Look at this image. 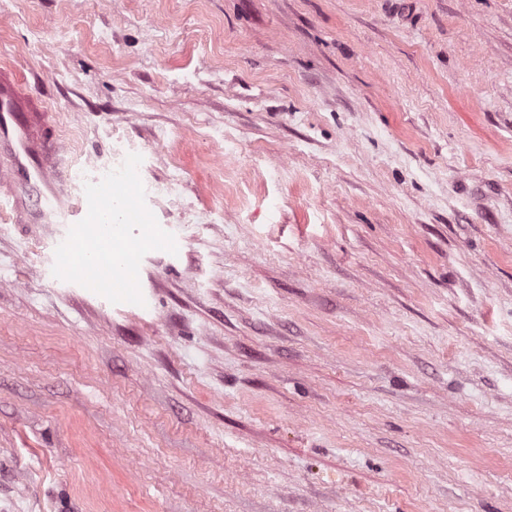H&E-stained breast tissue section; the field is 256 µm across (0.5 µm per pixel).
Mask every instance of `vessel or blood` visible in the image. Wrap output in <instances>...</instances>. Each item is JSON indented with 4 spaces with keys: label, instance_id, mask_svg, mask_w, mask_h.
<instances>
[{
    "label": "vessel or blood",
    "instance_id": "b4317fda",
    "mask_svg": "<svg viewBox=\"0 0 512 512\" xmlns=\"http://www.w3.org/2000/svg\"><path fill=\"white\" fill-rule=\"evenodd\" d=\"M62 146L52 113L27 86L0 74V203L15 224H69L73 232L58 246L82 244L92 256L100 238L127 240L137 204L114 187L112 175L84 182L70 197Z\"/></svg>",
    "mask_w": 512,
    "mask_h": 512
}]
</instances>
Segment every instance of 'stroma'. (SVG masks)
Instances as JSON below:
<instances>
[{
	"mask_svg": "<svg viewBox=\"0 0 512 512\" xmlns=\"http://www.w3.org/2000/svg\"><path fill=\"white\" fill-rule=\"evenodd\" d=\"M132 285L0 214V512H512V0H0Z\"/></svg>",
	"mask_w": 512,
	"mask_h": 512,
	"instance_id": "35a3bbf8",
	"label": "stroma"
}]
</instances>
